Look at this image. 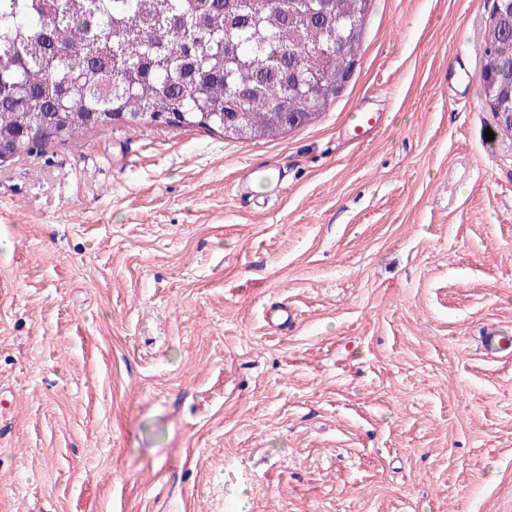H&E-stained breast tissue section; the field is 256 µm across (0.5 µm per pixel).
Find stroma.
<instances>
[{
  "label": "stroma",
  "mask_w": 512,
  "mask_h": 512,
  "mask_svg": "<svg viewBox=\"0 0 512 512\" xmlns=\"http://www.w3.org/2000/svg\"><path fill=\"white\" fill-rule=\"evenodd\" d=\"M493 6L371 0L344 89L273 138L117 124L0 163V512H512ZM248 166L279 186L240 195ZM482 349L490 358L512 356V336L501 335L498 331H490L482 338Z\"/></svg>",
  "instance_id": "35a3bbf8"
}]
</instances>
